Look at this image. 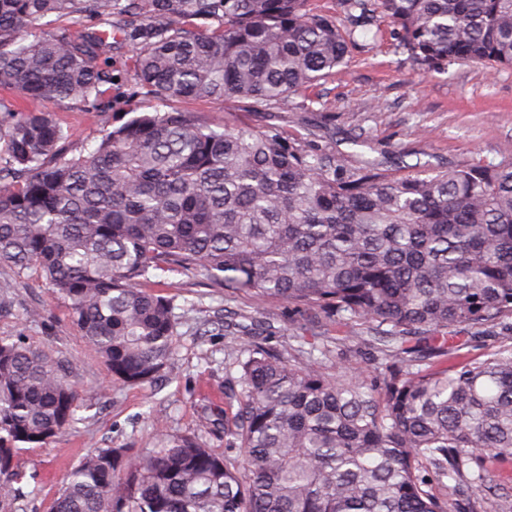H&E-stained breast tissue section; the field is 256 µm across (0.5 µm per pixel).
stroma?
I'll return each instance as SVG.
<instances>
[{"mask_svg": "<svg viewBox=\"0 0 512 512\" xmlns=\"http://www.w3.org/2000/svg\"><path fill=\"white\" fill-rule=\"evenodd\" d=\"M133 55L129 44H113L115 81L99 110L71 102H44L41 110L72 133L75 143L88 147L103 128L119 126L130 113L154 111L156 99L135 80ZM168 108L197 113L216 127H274L307 148L334 151L347 166L377 160L393 177L413 173L419 160L441 171L512 155V70L458 63L444 74L423 73L386 35L360 39L341 71L291 95L281 108H257L241 99L180 100ZM147 288L177 296V343L163 377L129 387L96 359L63 298L37 276L14 281L0 274V336H21L59 357L78 360L75 382L96 400L93 408L79 411L66 434L20 453L23 494L0 503V512H53L64 477L95 449L150 448L161 431L196 432L206 412L231 419L234 411L224 403L231 339L215 323L225 311L273 323L275 334L268 343L278 348L288 345L301 321L287 302L229 298L222 285L192 271L167 272Z\"/></svg>", "mask_w": 512, "mask_h": 512, "instance_id": "35a3bbf8", "label": "stroma"}]
</instances>
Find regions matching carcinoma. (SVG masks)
I'll list each match as a JSON object with an SVG mask.
<instances>
[{"label":"carcinoma","mask_w":512,"mask_h":512,"mask_svg":"<svg viewBox=\"0 0 512 512\" xmlns=\"http://www.w3.org/2000/svg\"><path fill=\"white\" fill-rule=\"evenodd\" d=\"M0 0V88L95 109L120 35L161 103L238 98L279 108L336 74L358 37L391 27L426 72L512 68V0ZM55 17L101 29L47 28ZM0 268L38 275L127 386L161 377L175 298L142 283L176 268L227 295L275 298L357 337L374 367L325 371L328 344L266 346L263 321L225 311L233 337L224 455L211 426L163 431L151 448H99L66 475L54 512H483L512 461V159L390 177L347 168L276 130L159 109L92 148L47 113L0 100ZM493 335L484 358L455 342ZM320 356H315L314 352ZM77 362L0 336V502L25 448L65 433L91 398ZM454 481L459 502L448 498Z\"/></svg>","instance_id":"carcinoma-1"}]
</instances>
